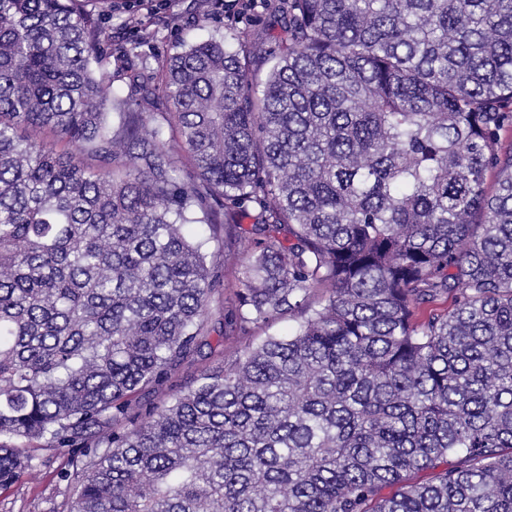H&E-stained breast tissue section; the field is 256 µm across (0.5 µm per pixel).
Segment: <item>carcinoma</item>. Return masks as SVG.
<instances>
[{
	"label": "carcinoma",
	"instance_id": "cac0c4a2",
	"mask_svg": "<svg viewBox=\"0 0 512 512\" xmlns=\"http://www.w3.org/2000/svg\"><path fill=\"white\" fill-rule=\"evenodd\" d=\"M93 2L0 0V487L55 443L69 512H512V0H283L135 97ZM233 269L246 343L131 415Z\"/></svg>",
	"mask_w": 512,
	"mask_h": 512
}]
</instances>
